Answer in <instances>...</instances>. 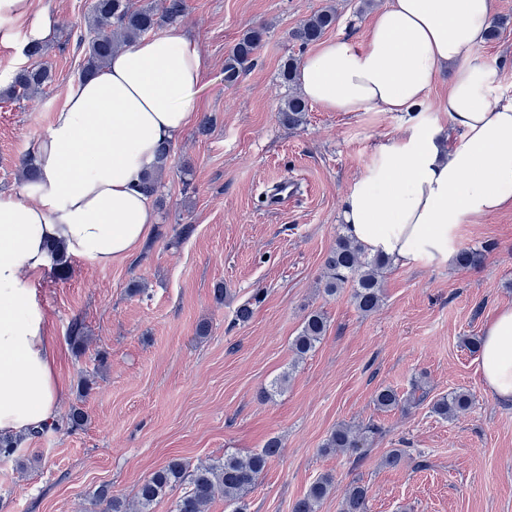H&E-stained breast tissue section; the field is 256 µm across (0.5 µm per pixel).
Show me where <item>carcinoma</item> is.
Listing matches in <instances>:
<instances>
[{
  "instance_id": "1",
  "label": "carcinoma",
  "mask_w": 512,
  "mask_h": 512,
  "mask_svg": "<svg viewBox=\"0 0 512 512\" xmlns=\"http://www.w3.org/2000/svg\"><path fill=\"white\" fill-rule=\"evenodd\" d=\"M186 0H166L161 8L145 5L133 6L130 0H92L88 17L89 37L85 44V61L81 75L87 76L103 68L112 53L129 47L143 36L177 23L186 12ZM336 23L331 9H322L311 15L295 32V38L303 45L319 41ZM266 34L263 27L247 30L234 45L224 61L226 79L232 81L249 71L255 64V55ZM50 80V72L44 67L24 69L18 72L9 92L16 98L29 97ZM308 105L300 95H291L278 110L280 123L296 129L306 122ZM390 260L371 256L361 246L342 234L325 261L324 292L334 295L351 285L353 302L361 313L375 312L383 299L381 274ZM327 329L324 315L314 311L306 316L301 330L292 342L296 360L312 353L322 341ZM375 405L381 410L401 406L402 400L391 387H381L376 392ZM472 395L455 391L436 399L431 406L433 413L452 420L470 410ZM87 421L81 407H71L65 425L76 431ZM379 432L375 424H339L328 436L322 451L356 454L373 435ZM280 448V441L272 437L263 448L245 457L226 455L207 464L190 466L181 458L170 459L137 486L133 500L112 494L103 486L94 494L97 512H153L154 505L165 496H172L170 512H206L216 495L233 505V512H248L247 496L257 484ZM333 475L319 477L306 494L292 507V512H318L322 501L332 492ZM368 490L357 483L350 484L341 505V512H367Z\"/></svg>"
}]
</instances>
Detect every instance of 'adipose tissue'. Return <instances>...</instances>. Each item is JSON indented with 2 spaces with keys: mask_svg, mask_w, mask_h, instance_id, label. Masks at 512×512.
Returning <instances> with one entry per match:
<instances>
[{
  "mask_svg": "<svg viewBox=\"0 0 512 512\" xmlns=\"http://www.w3.org/2000/svg\"><path fill=\"white\" fill-rule=\"evenodd\" d=\"M494 13L495 0H386L363 41L323 42L297 73L327 111L410 114L341 212L349 238L395 266L452 264L472 217L512 206V102L490 99L493 74L470 58ZM446 67L449 125L414 118ZM203 70L182 26L115 51L70 86L32 144L36 181L0 192V437L59 417L57 350L34 287L53 264L49 245L101 268L138 250L156 222L144 183L165 168L162 147L196 122ZM478 361L486 391L512 401V306L486 324Z\"/></svg>",
  "mask_w": 512,
  "mask_h": 512,
  "instance_id": "adipose-tissue-1",
  "label": "adipose tissue"
}]
</instances>
